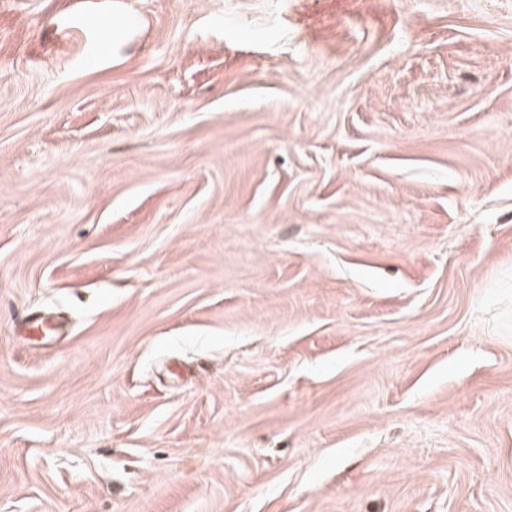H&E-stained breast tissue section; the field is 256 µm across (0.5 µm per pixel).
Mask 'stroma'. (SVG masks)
<instances>
[{"instance_id":"obj_1","label":"stroma","mask_w":512,"mask_h":512,"mask_svg":"<svg viewBox=\"0 0 512 512\" xmlns=\"http://www.w3.org/2000/svg\"><path fill=\"white\" fill-rule=\"evenodd\" d=\"M0 512H512V0H0Z\"/></svg>"}]
</instances>
